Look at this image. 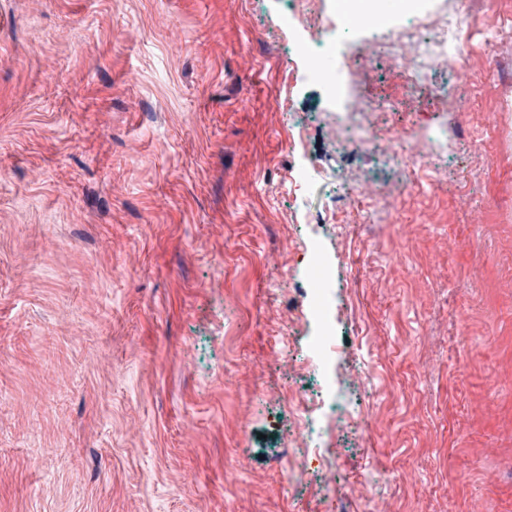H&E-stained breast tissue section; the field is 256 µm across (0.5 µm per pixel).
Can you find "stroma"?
Masks as SVG:
<instances>
[{
    "mask_svg": "<svg viewBox=\"0 0 512 512\" xmlns=\"http://www.w3.org/2000/svg\"><path fill=\"white\" fill-rule=\"evenodd\" d=\"M331 3L0 0V512H512V0H436L502 41L464 103L369 30L336 107L288 52ZM382 100L447 133L408 196L341 143ZM339 178L382 195L316 223ZM314 242L337 352L301 385L368 422L321 429L339 488L286 456Z\"/></svg>",
    "mask_w": 512,
    "mask_h": 512,
    "instance_id": "1",
    "label": "stroma"
}]
</instances>
